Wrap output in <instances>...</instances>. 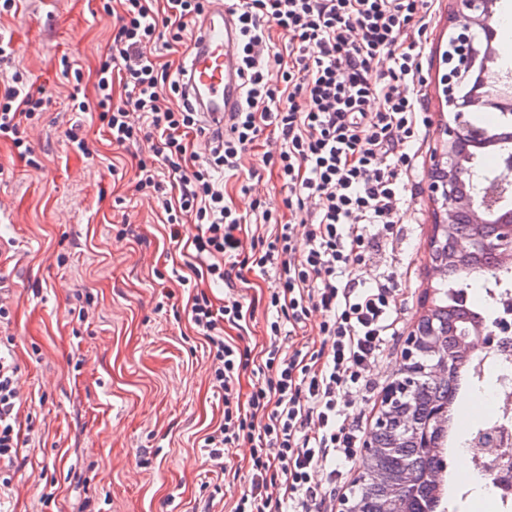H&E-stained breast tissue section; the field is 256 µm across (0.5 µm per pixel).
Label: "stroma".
<instances>
[{
	"label": "stroma",
	"mask_w": 512,
	"mask_h": 512,
	"mask_svg": "<svg viewBox=\"0 0 512 512\" xmlns=\"http://www.w3.org/2000/svg\"><path fill=\"white\" fill-rule=\"evenodd\" d=\"M102 0H17L0 15L11 62L0 86L19 72L44 87L50 102L28 126L34 156L26 162L0 139V275L10 287V321L0 337L14 339L13 357L23 403L19 466L5 492L7 512H230L248 481L249 449L230 460H209L203 439L222 420L224 404L211 381L212 358L188 320L189 289L178 279L193 261L197 230L186 225L171 242L151 198L134 190L148 146L113 147L106 128L71 109L72 86L61 59L82 71L81 94L95 96L99 58L112 39ZM454 0H435L421 18L428 30L422 91L429 125L417 152L413 200L393 246L375 258L390 274L403 303L399 333L372 370V388L350 411L373 426L389 378L404 364L405 338L421 319L423 296L438 286L429 240L436 208L429 173L438 126L448 118L443 53L453 29ZM97 153L82 154L77 138ZM263 146L244 152L226 179L229 205L250 217L242 235L252 255L262 211L285 214L288 195L261 162ZM238 284L246 311L245 346L259 349L266 321V280L246 271ZM84 317H76L75 308Z\"/></svg>",
	"instance_id": "stroma-1"
}]
</instances>
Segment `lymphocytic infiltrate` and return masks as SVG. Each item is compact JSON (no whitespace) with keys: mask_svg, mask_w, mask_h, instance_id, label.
Instances as JSON below:
<instances>
[{"mask_svg":"<svg viewBox=\"0 0 512 512\" xmlns=\"http://www.w3.org/2000/svg\"><path fill=\"white\" fill-rule=\"evenodd\" d=\"M428 0H238L244 96L227 132H208L179 77L152 48L176 49L189 19L205 0H165L155 14L147 0H121L112 42L96 71L94 110L113 145L146 141L152 161L139 162L135 190L154 198L172 238L187 222L198 232V276L224 284L223 306L196 292L188 313L212 355V380L224 418L207 434L211 460L233 456L249 442L248 484L232 512H322L327 492L344 486L357 456L360 424L348 398L370 388L368 370L396 334L400 302L390 277L365 278L372 252L398 234L421 134L424 27L414 26ZM276 27L284 46L271 44ZM277 66L281 86L267 81ZM0 91V137L28 156L23 120L43 112L42 90L22 74ZM120 81L128 105L112 101ZM276 134L262 163L288 196L289 219L271 211L252 264L269 283L267 342L261 383L242 394L240 376L251 350L224 336L243 320L233 273L243 266L239 233L246 215L226 203L224 177L237 173L244 151ZM206 137L209 153L189 165L185 138ZM324 319L318 347H284L305 332L312 312ZM17 366L0 355V488L9 487L18 460Z\"/></svg>","mask_w":512,"mask_h":512,"instance_id":"lymphocytic-infiltrate-1","label":"lymphocytic infiltrate"}]
</instances>
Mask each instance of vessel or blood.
Returning <instances> with one entry per match:
<instances>
[{"label": "vessel or blood", "mask_w": 512, "mask_h": 512, "mask_svg": "<svg viewBox=\"0 0 512 512\" xmlns=\"http://www.w3.org/2000/svg\"><path fill=\"white\" fill-rule=\"evenodd\" d=\"M238 30L229 0H211L194 24L183 80L204 124L227 128L242 95Z\"/></svg>", "instance_id": "1"}]
</instances>
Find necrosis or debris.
<instances>
[{
  "instance_id": "1",
  "label": "necrosis or debris",
  "mask_w": 512,
  "mask_h": 512,
  "mask_svg": "<svg viewBox=\"0 0 512 512\" xmlns=\"http://www.w3.org/2000/svg\"><path fill=\"white\" fill-rule=\"evenodd\" d=\"M471 390L486 394L491 410L471 423L468 438L488 432L490 448H468L471 476L454 490L458 512H512V335L499 337L471 369ZM482 482L491 495L475 497L473 483Z\"/></svg>"
}]
</instances>
